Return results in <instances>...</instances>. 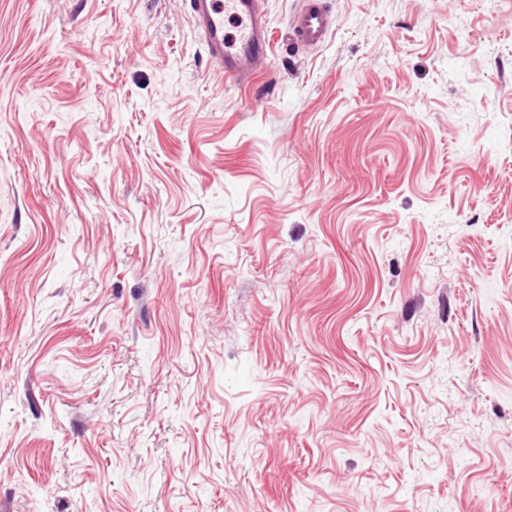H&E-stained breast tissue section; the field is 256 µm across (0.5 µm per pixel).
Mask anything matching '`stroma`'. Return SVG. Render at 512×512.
Masks as SVG:
<instances>
[{"mask_svg": "<svg viewBox=\"0 0 512 512\" xmlns=\"http://www.w3.org/2000/svg\"><path fill=\"white\" fill-rule=\"evenodd\" d=\"M0 0V512H512V0ZM189 18L210 62L237 85L249 84L268 60L271 34L263 0H189ZM236 21L235 32L225 23ZM334 25L335 20L326 9L324 0H302L289 22L288 41L297 48H317Z\"/></svg>", "mask_w": 512, "mask_h": 512, "instance_id": "stroma-1", "label": "stroma"}]
</instances>
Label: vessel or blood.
Returning <instances> with one entry per match:
<instances>
[{"label":"vessel or blood","mask_w":512,"mask_h":512,"mask_svg":"<svg viewBox=\"0 0 512 512\" xmlns=\"http://www.w3.org/2000/svg\"><path fill=\"white\" fill-rule=\"evenodd\" d=\"M188 9L213 66L226 80L249 84L271 51L264 0H189ZM230 20L236 23L231 33L225 29ZM334 24L325 0H302L289 22L288 41L298 48L319 47Z\"/></svg>","instance_id":"obj_1"}]
</instances>
